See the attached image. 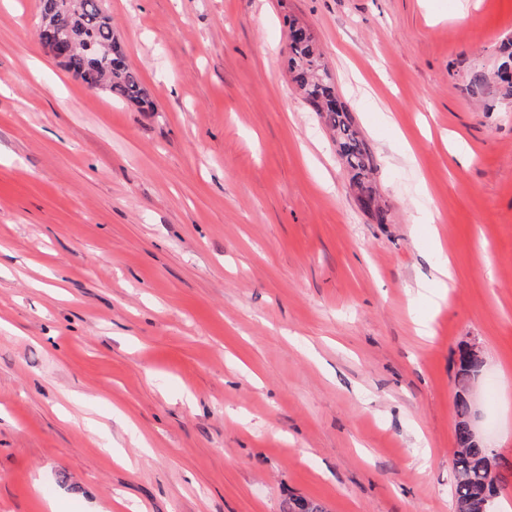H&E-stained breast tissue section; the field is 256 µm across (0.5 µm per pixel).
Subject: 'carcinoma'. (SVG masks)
Listing matches in <instances>:
<instances>
[{
	"label": "carcinoma",
	"mask_w": 512,
	"mask_h": 512,
	"mask_svg": "<svg viewBox=\"0 0 512 512\" xmlns=\"http://www.w3.org/2000/svg\"><path fill=\"white\" fill-rule=\"evenodd\" d=\"M37 26L42 39L49 43L66 41L69 52L60 65L82 80L89 88L100 89L113 100L152 111L139 72L127 60L121 38L112 26V17L104 0H39ZM288 44V72L292 83L312 111L319 114L336 137L341 159L357 188L360 208L377 224L389 221V210L374 183L377 170L367 143L353 124L346 104L341 100L316 41L308 28L292 20ZM478 372V362L461 353L456 374L455 427L458 450L453 460L455 503L468 505V512H491L492 500L507 482L512 468L494 461V475H489L485 461L490 449L475 443L467 418L470 403L467 392Z\"/></svg>",
	"instance_id": "obj_1"
}]
</instances>
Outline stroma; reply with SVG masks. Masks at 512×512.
Here are the masks:
<instances>
[{
    "label": "stroma",
    "mask_w": 512,
    "mask_h": 512,
    "mask_svg": "<svg viewBox=\"0 0 512 512\" xmlns=\"http://www.w3.org/2000/svg\"><path fill=\"white\" fill-rule=\"evenodd\" d=\"M105 3L153 111L0 0V512H454L466 344L512 465V0ZM292 18L391 223L290 81Z\"/></svg>",
    "instance_id": "1"
}]
</instances>
